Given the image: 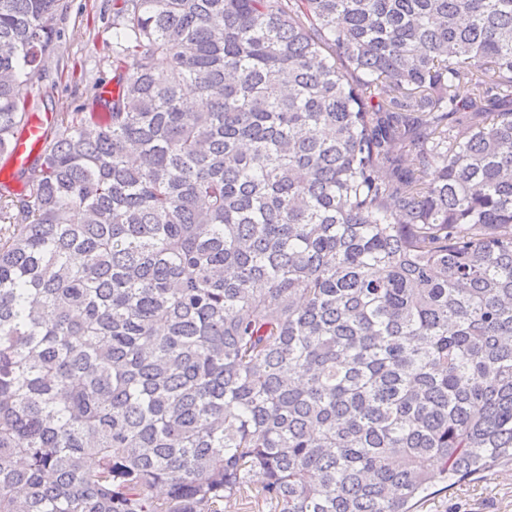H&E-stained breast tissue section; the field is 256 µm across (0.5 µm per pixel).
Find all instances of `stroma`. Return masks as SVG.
Instances as JSON below:
<instances>
[{"mask_svg": "<svg viewBox=\"0 0 512 512\" xmlns=\"http://www.w3.org/2000/svg\"><path fill=\"white\" fill-rule=\"evenodd\" d=\"M52 21L56 49L45 58L48 82L30 86L32 112H72L88 96L92 84H112L107 62L112 53L113 0H63ZM418 512H512V469L484 476L452 490L438 489Z\"/></svg>", "mask_w": 512, "mask_h": 512, "instance_id": "obj_1", "label": "stroma"}]
</instances>
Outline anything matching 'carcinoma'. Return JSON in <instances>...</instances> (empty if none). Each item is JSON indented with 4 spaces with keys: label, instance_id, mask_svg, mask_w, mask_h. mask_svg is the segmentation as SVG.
<instances>
[{
    "label": "carcinoma",
    "instance_id": "obj_1",
    "mask_svg": "<svg viewBox=\"0 0 512 512\" xmlns=\"http://www.w3.org/2000/svg\"><path fill=\"white\" fill-rule=\"evenodd\" d=\"M60 7L0 0V154ZM112 26L111 97L0 187V512H416L512 465V0Z\"/></svg>",
    "mask_w": 512,
    "mask_h": 512
}]
</instances>
